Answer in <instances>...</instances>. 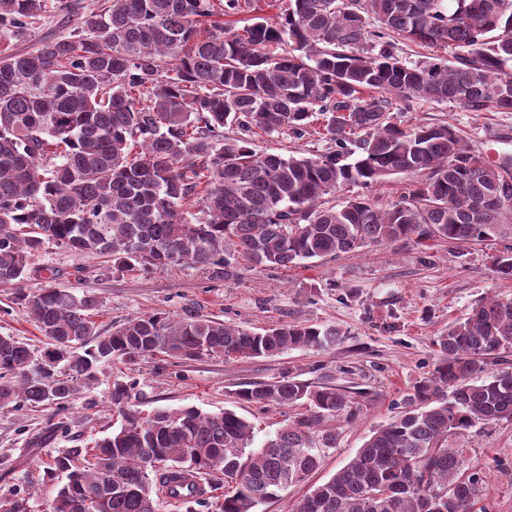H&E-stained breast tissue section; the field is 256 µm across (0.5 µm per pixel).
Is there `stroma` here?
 Segmentation results:
<instances>
[{
	"mask_svg": "<svg viewBox=\"0 0 512 512\" xmlns=\"http://www.w3.org/2000/svg\"><path fill=\"white\" fill-rule=\"evenodd\" d=\"M103 3L68 0L63 8L47 0L26 36L0 31V50H27L43 39L70 35L84 13ZM403 118L452 124L467 144L491 158L512 153V112H468L450 102H422ZM251 142L256 153L284 156L319 154L327 146L318 121L301 138L284 132L255 135ZM505 246L502 240L460 246L440 240L388 243L288 268L241 263L233 276L218 279L189 265L148 273L137 267L116 270L97 255L46 245L30 262L25 291L35 293L45 285L47 269H54V286L98 299L94 321L103 335L127 320L156 313L177 321L217 319L255 332L288 322L330 326L341 330L343 338L325 351L294 349L230 361L157 355L102 365L97 383L82 389L73 403L63 432L55 427L53 410L27 404L0 407V512H48L61 485L46 474L53 457L65 448L93 446L121 424L109 397L114 379L134 384V405L145 415L183 407L208 413L235 410L252 422L258 444L296 411L238 400L237 391L248 384L290 376L313 386L363 389L356 415L337 421V445L327 450L321 469L256 508L294 512L311 485L332 477L401 410L414 384L438 361L437 339L449 323L480 300L512 297V279L492 270ZM0 336L22 339L36 350L42 346L25 306L2 290ZM450 444L468 449L472 467L482 471L488 512H512V422L472 428L451 437Z\"/></svg>",
	"mask_w": 512,
	"mask_h": 512,
	"instance_id": "obj_1",
	"label": "stroma"
}]
</instances>
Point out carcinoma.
Returning a JSON list of instances; mask_svg holds the SVG:
<instances>
[{"mask_svg": "<svg viewBox=\"0 0 512 512\" xmlns=\"http://www.w3.org/2000/svg\"><path fill=\"white\" fill-rule=\"evenodd\" d=\"M253 5L111 0L68 37L0 52V288H18L32 252L50 243L117 269L192 264L224 278L235 262L286 268L371 244L512 236L511 154L490 162L451 125L392 121L420 101L512 112V0H289L271 20L240 19ZM45 9L46 0H0V29L23 36ZM398 37L451 45L454 60L409 64ZM320 119L336 146L325 155H258L246 138L224 139L234 125L301 137ZM397 174L424 180L388 210L366 196L320 204ZM186 205L202 220L187 222ZM493 272L512 279L511 248ZM16 298L45 338L38 360L48 370H33L28 343L0 336V405L61 411L114 360H231L341 341L332 327L252 332L157 314L98 336L90 295L50 284ZM437 345L441 358L404 410L295 512H487L482 472L448 439L512 421V298L476 303ZM131 390L112 382L119 428L54 457L47 474L66 482L50 512H156L155 491L188 504L203 495L194 479L212 471L227 486L219 512H255L319 468L336 447L333 421L351 418L363 395L292 377L243 388L246 402L306 408L256 447L232 409L158 410L142 429Z\"/></svg>", "mask_w": 512, "mask_h": 512, "instance_id": "cac0c4a2", "label": "carcinoma"}]
</instances>
